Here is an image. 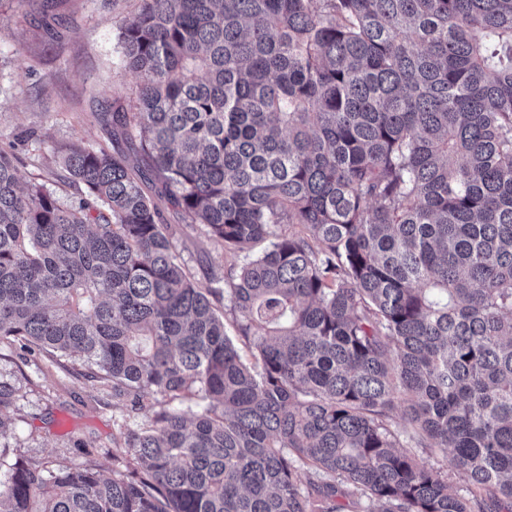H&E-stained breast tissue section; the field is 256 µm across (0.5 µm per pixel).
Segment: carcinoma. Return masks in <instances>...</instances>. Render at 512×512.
<instances>
[{"instance_id":"obj_1","label":"carcinoma","mask_w":512,"mask_h":512,"mask_svg":"<svg viewBox=\"0 0 512 512\" xmlns=\"http://www.w3.org/2000/svg\"><path fill=\"white\" fill-rule=\"evenodd\" d=\"M143 2L76 200L0 149V341L166 407L110 479L0 456V512H470L418 448L512 512V0ZM167 216L182 257L200 283L208 285L211 270L219 274L224 266L233 262L229 256L224 255L220 246L210 242L200 232L198 226L177 224L172 214Z\"/></svg>"}]
</instances>
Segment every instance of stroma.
Masks as SVG:
<instances>
[{
	"label": "stroma",
	"mask_w": 512,
	"mask_h": 512,
	"mask_svg": "<svg viewBox=\"0 0 512 512\" xmlns=\"http://www.w3.org/2000/svg\"><path fill=\"white\" fill-rule=\"evenodd\" d=\"M141 0H0V146L21 147V183L41 175L37 161L60 142L110 147L102 105L125 97L136 76L117 35ZM182 257L200 283L230 265L220 246L190 224H172ZM0 379L15 390L5 409L0 451L51 468L86 464L104 476L122 465L120 431L147 425L112 396L102 371L0 342Z\"/></svg>",
	"instance_id": "stroma-1"
}]
</instances>
